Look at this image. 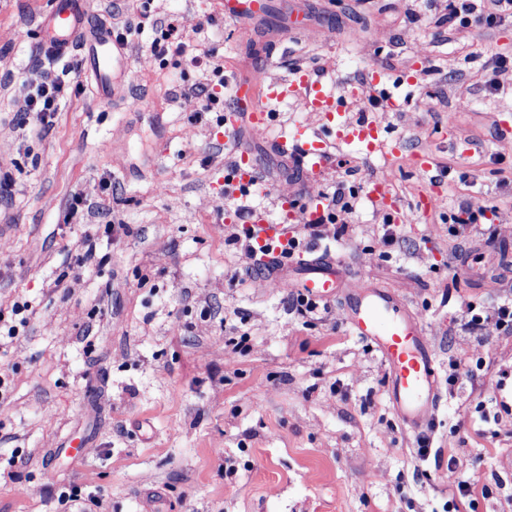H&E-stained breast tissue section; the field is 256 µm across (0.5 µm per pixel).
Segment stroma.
Here are the masks:
<instances>
[{"label": "stroma", "mask_w": 512, "mask_h": 512, "mask_svg": "<svg viewBox=\"0 0 512 512\" xmlns=\"http://www.w3.org/2000/svg\"><path fill=\"white\" fill-rule=\"evenodd\" d=\"M49 2L0 0V161L22 169L0 194V314L34 309L0 350V512H74L60 495L75 489L101 512H442L460 476L476 485L463 512H512V333L465 317L466 303L512 300V261L500 262L512 258V90L482 83L492 55H512V24L459 38L422 0H318L299 36L284 31L290 0H273L276 73L305 67L341 94L376 66L397 103L368 116L400 139L398 157L332 148L317 184L349 194L353 211L346 233L314 246L402 298L436 345L441 403L423 457L341 302L301 313L224 244L225 225L289 192L281 159L249 140L264 189L225 196L228 158L210 137L222 106L177 93L218 76L150 50L160 22L205 20L186 53L241 64L265 28L239 33L215 0H92L94 22L130 35L140 107L100 103L75 51L56 66L68 99L36 139L8 102L47 60L32 22ZM420 152L431 170L415 168ZM374 177L412 213L390 243L367 198ZM433 191L437 208H422ZM488 199L493 248L453 237L463 203ZM88 232L96 254L67 277ZM78 444L80 459L65 456Z\"/></svg>", "instance_id": "stroma-1"}]
</instances>
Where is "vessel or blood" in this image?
I'll use <instances>...</instances> for the list:
<instances>
[{"label": "vessel or blood", "instance_id": "vessel-or-blood-1", "mask_svg": "<svg viewBox=\"0 0 512 512\" xmlns=\"http://www.w3.org/2000/svg\"><path fill=\"white\" fill-rule=\"evenodd\" d=\"M225 21L249 30L267 20L271 0H219ZM87 0H52L38 16L37 34L40 46L61 57L80 50L84 69L94 81L101 103L129 97L138 106L139 96L128 95L130 55L128 45L114 30L104 25H90ZM295 100L302 111L324 119L322 131L308 133L300 127L294 139L299 147L298 163L304 184H312L313 176L327 164L329 140L359 144L367 152L385 149L388 156L397 155L399 144H384L379 123L369 118L351 120V105L358 101H377L393 105L386 93L377 68H370L363 84L338 94L300 68L285 77L271 75L268 67L250 65L246 76L236 78L230 87L224 118L212 128L216 145L238 137L240 131L254 136H267L277 122V113L260 107V100ZM257 179L255 165L246 148H238L224 174V188L233 195L249 192ZM369 201L393 222L409 218L403 206L389 194L385 184L371 180ZM285 214L275 221L270 211L254 210L242 226L243 235L264 251L260 279L272 293H298L315 301L341 300L347 323L353 334L369 342L378 351L388 377V399L399 420L412 431H421L440 403L438 388V355L419 320L400 298L385 290L364 271L351 270L341 259L324 255L301 260L289 258L285 248L293 237L294 223H304L320 216L322 200L309 195L305 209L293 205L292 195L275 199Z\"/></svg>", "mask_w": 512, "mask_h": 512}]
</instances>
